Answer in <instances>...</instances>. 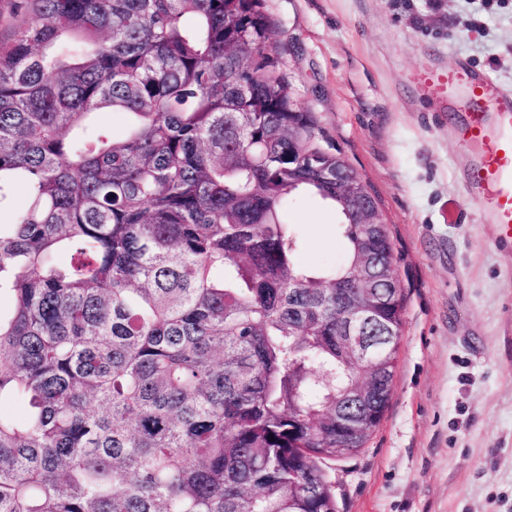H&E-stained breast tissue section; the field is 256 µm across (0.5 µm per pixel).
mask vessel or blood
<instances>
[{"label":"vessel or blood","mask_w":512,"mask_h":512,"mask_svg":"<svg viewBox=\"0 0 512 512\" xmlns=\"http://www.w3.org/2000/svg\"><path fill=\"white\" fill-rule=\"evenodd\" d=\"M420 84L458 113L457 136L471 159L470 195L500 239L512 240V92L465 65L423 72Z\"/></svg>","instance_id":"b4317fda"}]
</instances>
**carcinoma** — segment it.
<instances>
[{"instance_id": "cac0c4a2", "label": "carcinoma", "mask_w": 512, "mask_h": 512, "mask_svg": "<svg viewBox=\"0 0 512 512\" xmlns=\"http://www.w3.org/2000/svg\"><path fill=\"white\" fill-rule=\"evenodd\" d=\"M20 8L0 45V209L27 190L0 224V512H336L322 464L379 426L406 296L388 225L350 223L336 170L374 198L270 69L263 0ZM109 110L125 137L91 123ZM305 194L334 205L342 265L298 262ZM359 305L386 325L348 340Z\"/></svg>"}]
</instances>
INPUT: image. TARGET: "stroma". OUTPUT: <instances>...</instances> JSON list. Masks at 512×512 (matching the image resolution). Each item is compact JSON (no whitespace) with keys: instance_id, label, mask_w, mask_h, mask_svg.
<instances>
[{"instance_id":"obj_1","label":"stroma","mask_w":512,"mask_h":512,"mask_svg":"<svg viewBox=\"0 0 512 512\" xmlns=\"http://www.w3.org/2000/svg\"><path fill=\"white\" fill-rule=\"evenodd\" d=\"M273 70L375 199L406 295L393 396L333 463L337 512H512V244L468 197L467 150L416 75L460 63L512 91V0H265ZM299 262H343L334 206L286 217Z\"/></svg>"}]
</instances>
